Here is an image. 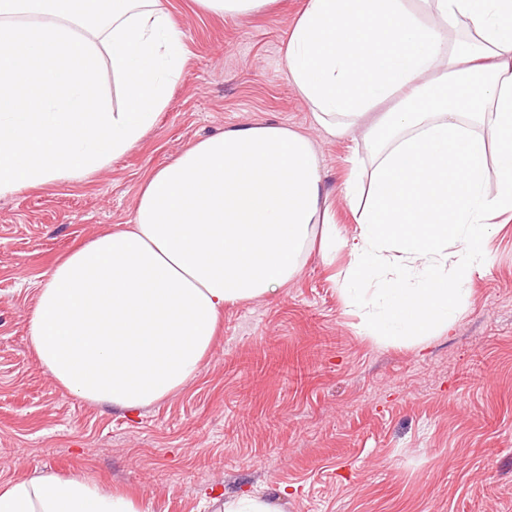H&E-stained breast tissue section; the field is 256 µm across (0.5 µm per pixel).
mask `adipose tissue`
<instances>
[{
  "label": "adipose tissue",
  "mask_w": 512,
  "mask_h": 512,
  "mask_svg": "<svg viewBox=\"0 0 512 512\" xmlns=\"http://www.w3.org/2000/svg\"><path fill=\"white\" fill-rule=\"evenodd\" d=\"M424 2L423 15L407 0H307L286 46L318 126L362 130L372 148L344 187L365 204L342 293L392 345L455 321L466 281L494 260L493 218L512 214V0ZM461 23L473 42L452 38ZM183 62L163 0H0V197L107 170L165 109ZM315 236L335 252L310 138L254 124L200 139L145 178L130 223L45 274L31 346L81 400L150 407L199 375L225 306L278 291ZM0 512L143 510L71 475L0 486Z\"/></svg>",
  "instance_id": "adipose-tissue-1"
}]
</instances>
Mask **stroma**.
I'll return each mask as SVG.
<instances>
[{"label":"stroma","instance_id":"35a3bbf8","mask_svg":"<svg viewBox=\"0 0 512 512\" xmlns=\"http://www.w3.org/2000/svg\"><path fill=\"white\" fill-rule=\"evenodd\" d=\"M306 0L222 19L165 0L185 63L166 109L101 173L0 197V485L80 474L146 512H211L213 491L281 512H512V221L474 272L448 331L382 345L340 292L346 251L310 250L276 293L225 307L213 349L181 391L127 414L58 386L26 314L73 247L129 223L153 170L224 130L309 135L341 235L354 136L334 138L288 80L285 49Z\"/></svg>","mask_w":512,"mask_h":512}]
</instances>
